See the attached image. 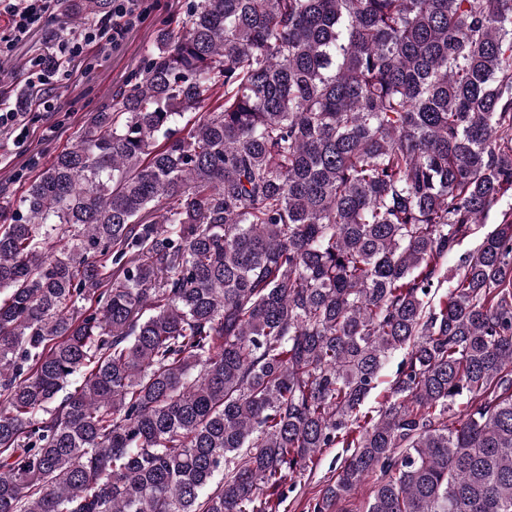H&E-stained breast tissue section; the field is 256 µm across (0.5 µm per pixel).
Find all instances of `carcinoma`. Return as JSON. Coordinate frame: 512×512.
Wrapping results in <instances>:
<instances>
[{
	"instance_id": "obj_1",
	"label": "carcinoma",
	"mask_w": 512,
	"mask_h": 512,
	"mask_svg": "<svg viewBox=\"0 0 512 512\" xmlns=\"http://www.w3.org/2000/svg\"><path fill=\"white\" fill-rule=\"evenodd\" d=\"M510 192L512 0H193L0 224V512H280L335 447L313 512H512V211L448 273ZM402 357L403 356L401 353L396 352L387 360L379 374L378 388L374 390L367 398V406L377 407L379 405L378 403L382 400V395L384 394L385 390L389 387L391 381L394 380L396 376V370ZM345 448H326L314 460L304 476H288L283 491L287 496L280 508L286 512H311L310 504L315 503L324 486L336 478V470L345 458ZM381 477L380 472L373 473L361 485L358 486L353 496L349 499L341 501L335 507V512H359L368 499L378 479Z\"/></svg>"
}]
</instances>
